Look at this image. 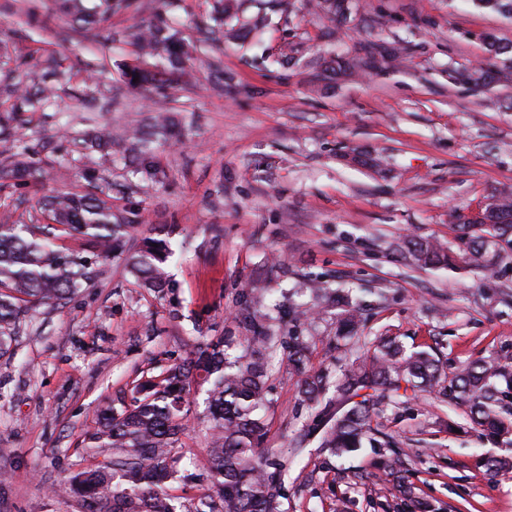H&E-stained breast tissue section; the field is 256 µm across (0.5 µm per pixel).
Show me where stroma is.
I'll list each match as a JSON object with an SVG mask.
<instances>
[{"label": "stroma", "mask_w": 512, "mask_h": 512, "mask_svg": "<svg viewBox=\"0 0 512 512\" xmlns=\"http://www.w3.org/2000/svg\"><path fill=\"white\" fill-rule=\"evenodd\" d=\"M346 18L309 0H241L214 20L215 0H129L108 28L74 31L55 0H0V103L18 81L47 82L56 105L27 112L15 132L43 168L39 181L0 190L13 222L39 224L46 191H81L97 169L112 211L133 227L92 282L60 305L29 310L0 355V512H88L74 484L112 459L92 436L100 410H122L136 387L190 359L196 346L235 329L267 290L262 313L307 346L305 368L339 374L364 339L393 337L437 356L448 374L491 356H512V303L488 294L466 264L422 268L403 244L436 239L463 253L460 216H475L512 187V16L472 0H353ZM264 27L232 39L242 21ZM170 23L197 48L181 89L143 87L128 70L134 40ZM402 47L398 67L318 81L312 62L359 43ZM499 72L477 86L478 68ZM174 113L178 136L158 148L152 174L123 153L99 165L89 127L123 136ZM167 238L171 286L145 288L125 266L141 239ZM321 281L348 288L366 307L363 338L336 342V311L314 301ZM285 352L269 360L262 450L286 467L279 512H408L382 463L437 512H512V470L489 474L490 456L512 457L473 426L461 404L420 394L381 401L375 445L330 456L320 446V408L302 402ZM205 392L192 386L188 430L165 489L179 512L210 503L213 485Z\"/></svg>", "instance_id": "obj_1"}]
</instances>
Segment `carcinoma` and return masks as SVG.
Segmentation results:
<instances>
[{"label":"carcinoma","mask_w":512,"mask_h":512,"mask_svg":"<svg viewBox=\"0 0 512 512\" xmlns=\"http://www.w3.org/2000/svg\"><path fill=\"white\" fill-rule=\"evenodd\" d=\"M481 9L512 15V0H476ZM113 0H100L92 7L84 0H56L57 11L74 29L88 30L112 18ZM317 7L336 15L350 11V0H317ZM139 57L164 58L170 71L179 70L194 59L196 48L179 36L171 25H155L136 38ZM403 56L400 47L384 44L362 45L354 54L336 55L326 67L333 73L352 75L370 69L376 58L383 67L396 66ZM55 95L45 85H25L15 90L11 110L0 115V187L21 186L43 176L41 168L19 150L11 132V122L23 112H35L53 102ZM173 123L160 116L152 131L136 132L131 138L134 159L141 171L153 168L155 141L172 136ZM94 191L84 194L52 191L39 201L48 224H14L0 218V352L21 315L31 304H60L93 280L94 264L105 259L133 228L114 220L112 186L99 185L92 174L85 176ZM498 212H482V219L463 225L469 234V248L458 255L442 244L411 239L408 252L421 266L452 265L463 261L480 269L488 287L496 283V267L504 247L512 246V223L499 224L506 214L512 217V191L498 194ZM62 236H80L91 253L68 252L56 245ZM172 254L164 239L146 238L127 260L130 271L147 288L170 287L164 268ZM362 320V304L348 303L337 321V337L357 334ZM238 336H225L206 344L199 356L170 368L159 382L141 386L140 396L121 412L109 411L98 417L92 436L98 448L112 449V465L84 473L79 481L94 502L90 512H176L171 498L162 490L170 477L173 448L185 430L181 415L187 387L195 379L208 384L207 405L212 421L210 457L217 496L224 512H277L278 482L268 468L275 462L259 451L266 435L259 410L266 403L267 358L271 336L265 318L243 310L237 316ZM288 362L302 373L304 343L295 339L281 343ZM352 402L342 413L328 407L321 447L334 456L363 447L374 440L371 399L363 390L385 397L399 391L435 393L469 408L470 421L496 439L512 436V361L480 359L454 376H448L439 360L424 350H408L389 338H377L362 355L348 363L337 378L330 372L304 374L300 383L302 400L319 405L329 391ZM127 484L122 490L111 487V476Z\"/></svg>","instance_id":"obj_1"}]
</instances>
